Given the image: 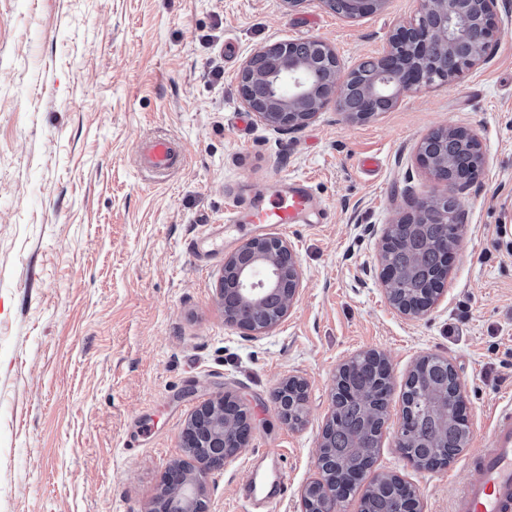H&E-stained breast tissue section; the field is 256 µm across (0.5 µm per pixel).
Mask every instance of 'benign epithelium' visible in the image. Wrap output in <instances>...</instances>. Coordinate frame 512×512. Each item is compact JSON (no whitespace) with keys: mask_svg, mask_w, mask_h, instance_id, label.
<instances>
[{"mask_svg":"<svg viewBox=\"0 0 512 512\" xmlns=\"http://www.w3.org/2000/svg\"><path fill=\"white\" fill-rule=\"evenodd\" d=\"M345 14L351 18L381 9L386 0H342ZM497 0H420L418 19L398 27L390 35L388 50L367 61L374 66L368 77L354 70L339 78L340 61L336 51L323 40L276 42L254 53L238 75L241 98L268 129L283 134L303 127L329 103L349 121H363L376 112L393 108L398 97L439 81H451L463 70L486 61L496 31ZM442 139L425 137L418 149L420 163L438 180L451 188H460L472 180L468 170L478 171L484 159L477 135L467 129H439ZM439 215L443 224L457 223L456 211H448V196H431L417 202L414 211L388 225L380 254L379 278L390 303L402 314L419 317L439 301L448 280L452 254L461 238L443 248L425 282L411 295H398L395 285L403 270L392 264L393 252H409L413 246L415 225ZM302 272L292 248L273 236L255 237L244 242L224 260L220 294L230 291L238 306L267 310V322L256 326L224 307V320L263 336L272 330L296 302ZM378 376L379 387L367 396L354 387L343 364L331 390L332 406L341 401L363 398L367 409L378 400H388L391 376L385 359L368 353ZM457 386L452 403L443 407V420H452L461 431L469 432L464 415L465 400L456 369H451ZM298 394L301 412H306L307 383L291 377L277 391ZM250 429L247 409L229 393L205 400L191 415L185 433L190 456L194 449L208 448L209 456L192 467L183 462L166 471L151 512H207L205 481L209 472L235 462L247 447L242 431ZM375 455H365L352 466L320 471L302 496L303 512H337V505L351 488L366 479L370 486L391 483L403 492L399 512H419L417 493L398 476L371 473Z\"/></svg>","mask_w":512,"mask_h":512,"instance_id":"obj_1","label":"benign epithelium"}]
</instances>
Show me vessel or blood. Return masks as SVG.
<instances>
[{
  "label": "vessel or blood",
  "mask_w": 512,
  "mask_h": 512,
  "mask_svg": "<svg viewBox=\"0 0 512 512\" xmlns=\"http://www.w3.org/2000/svg\"><path fill=\"white\" fill-rule=\"evenodd\" d=\"M181 162L177 144L168 137L146 142L139 157L140 168L155 176L168 174ZM228 219L255 226L275 224L285 230L296 224L327 223L328 213L320 207L310 185L298 181L253 203L234 200ZM491 438L490 448L474 462V477L457 491L452 512H512L511 402L497 408Z\"/></svg>",
  "instance_id": "b4317fda"
}]
</instances>
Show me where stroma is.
Wrapping results in <instances>:
<instances>
[{
  "instance_id": "obj_1",
  "label": "stroma",
  "mask_w": 512,
  "mask_h": 512,
  "mask_svg": "<svg viewBox=\"0 0 512 512\" xmlns=\"http://www.w3.org/2000/svg\"><path fill=\"white\" fill-rule=\"evenodd\" d=\"M419 8L387 0L351 19L322 0H0V512H149L187 457L191 413L220 392L242 399L252 430L208 475V512H240L248 481L263 493L276 477L288 492L270 512H301L336 373L366 352L392 375L374 472L416 488L421 512H450L490 445L493 405L512 398V0H499L485 63L364 121L331 103L277 134L238 87L248 57L281 40L326 41L349 73ZM446 125L482 143L461 191L417 161ZM156 136L183 155L162 178L137 165ZM368 157L376 170L362 169ZM294 180L329 221L270 228L302 284L283 320L250 336L219 298L225 258L255 236L225 223L229 196ZM448 192L462 241L440 300L411 318L377 278L383 232ZM428 355L456 368L469 419L463 451L434 470L397 446L405 382ZM294 375L308 385L299 427L274 400Z\"/></svg>"
}]
</instances>
